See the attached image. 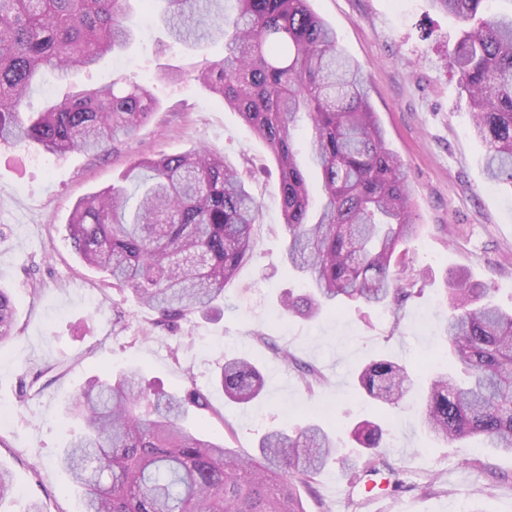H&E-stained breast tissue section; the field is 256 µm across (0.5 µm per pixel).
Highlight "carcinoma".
I'll return each mask as SVG.
<instances>
[{"instance_id":"carcinoma-1","label":"carcinoma","mask_w":512,"mask_h":512,"mask_svg":"<svg viewBox=\"0 0 512 512\" xmlns=\"http://www.w3.org/2000/svg\"><path fill=\"white\" fill-rule=\"evenodd\" d=\"M131 0H0V144L36 143L51 154H97L155 112L150 85L120 75L107 85L73 87L33 111L28 93L46 68L61 77L89 70L136 38ZM156 18L175 44L203 49L224 41V59L197 80L266 144L280 176L288 268L311 284L288 295L283 313L312 319L345 304L401 307L417 281L402 249L417 235L403 163L385 139L360 68L309 0H160ZM491 0H436L464 26L452 49L461 90L484 147L487 177L512 185V12ZM313 127L308 156L321 175L320 204L301 167L295 127ZM133 192L112 185L81 198L68 219L75 253L112 276L177 327L224 300L252 257L261 210L242 173L202 146L134 161ZM491 289L461 273L445 289L448 363L430 379L425 425L437 439L478 438L512 454V310ZM15 309L0 289V339ZM358 380L368 397L393 407L410 391L406 369L377 358ZM238 404L258 399L264 379L249 356L224 361L216 377ZM206 406L196 387L149 393L134 370L95 377L66 406L81 428L60 459L82 491L79 512H306L297 489H313L336 445L310 422L265 434L259 457L245 459L224 441L184 425ZM355 454L339 464L362 479L381 470L383 429L364 420L351 431Z\"/></svg>"}]
</instances>
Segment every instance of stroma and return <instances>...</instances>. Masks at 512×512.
Returning <instances> with one entry per match:
<instances>
[{
	"instance_id": "stroma-1",
	"label": "stroma",
	"mask_w": 512,
	"mask_h": 512,
	"mask_svg": "<svg viewBox=\"0 0 512 512\" xmlns=\"http://www.w3.org/2000/svg\"><path fill=\"white\" fill-rule=\"evenodd\" d=\"M310 4L360 65L385 137L405 165L420 226L406 245L421 273L419 294L397 313L348 304L329 318L282 315L283 296L301 294L304 283L283 261L277 169L238 114L196 79L223 57L224 45L214 42L201 51L171 45L153 0H138L139 34L129 50L67 81L44 71L30 100L39 109L70 84L125 75L152 82L157 110L151 118L97 157L0 144V286L16 310L12 337L0 340V404L11 411L0 424V465L13 478L12 512H24L31 501L45 512H76L79 492L57 464L79 428L64 407L90 377L130 365L168 393L196 385L209 406L190 409L189 426L242 455L257 454L270 430L312 421L348 455L356 423H381L383 456L404 470L406 489L388 488L382 499L366 500L363 487L353 486L333 463L317 476L314 494H303L306 512H512V455L472 440H435L424 423L428 382L448 351L442 331L448 280L468 274L491 288L497 304L512 309V186L488 180L466 95L452 73L460 24L434 0ZM164 67L181 71L180 80L157 82ZM199 145L234 163L262 203L253 258L217 309L174 331L155 329L152 313L130 291L113 288L107 273L79 259L67 220L79 199L121 185L135 160ZM258 333L318 367L323 384L308 389L294 367L255 341ZM234 354L259 361L265 389L257 402L234 403L214 383L219 364ZM380 356L406 366L412 377L409 394L386 413L358 381L360 369ZM476 457L483 469L469 468ZM429 481L434 491H424ZM353 498L361 502L355 510Z\"/></svg>"
}]
</instances>
